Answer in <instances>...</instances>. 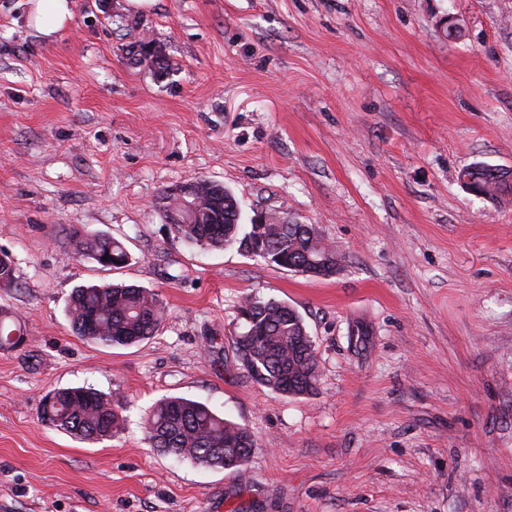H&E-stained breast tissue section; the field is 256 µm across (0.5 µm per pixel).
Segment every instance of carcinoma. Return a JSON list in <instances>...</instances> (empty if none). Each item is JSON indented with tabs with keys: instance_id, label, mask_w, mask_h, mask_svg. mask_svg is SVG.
<instances>
[{
	"instance_id": "cac0c4a2",
	"label": "carcinoma",
	"mask_w": 512,
	"mask_h": 512,
	"mask_svg": "<svg viewBox=\"0 0 512 512\" xmlns=\"http://www.w3.org/2000/svg\"><path fill=\"white\" fill-rule=\"evenodd\" d=\"M155 206L188 243L201 248L235 246L249 252L247 233L241 232V211L232 191L214 181L200 180L194 194L180 198L167 192ZM75 254L95 261L110 256L124 263L123 244L99 234L72 239ZM269 263L280 268L315 273L342 260L327 246L313 224H290L271 242ZM240 310L252 319L233 339L238 359L259 384L285 395H305L316 389L319 365L311 337H302L305 322L299 311L287 310L275 299L248 297ZM68 315L76 335L106 346H131L155 336L165 317L158 296L132 284H103L74 289ZM25 341L18 316L0 310V349L11 350ZM124 404L112 402L90 388L71 387L50 392L41 407L42 419L51 427L83 439L112 437L123 422ZM146 433L158 451L231 473H241L256 447L250 431L225 419L208 406L183 397L157 402L146 419Z\"/></svg>"
}]
</instances>
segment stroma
<instances>
[{
  "label": "stroma",
  "mask_w": 512,
  "mask_h": 512,
  "mask_svg": "<svg viewBox=\"0 0 512 512\" xmlns=\"http://www.w3.org/2000/svg\"><path fill=\"white\" fill-rule=\"evenodd\" d=\"M72 4L47 38L28 0H0V308L26 337L0 350V512H512V201L458 181L512 167V0ZM146 51L163 66L132 63ZM200 179L242 223L316 225L336 274L188 244L153 204ZM74 229L127 265L76 256ZM105 282L157 293L159 333L75 335L71 291ZM249 295L302 314L313 394L238 360ZM75 386L122 402L123 429L42 421ZM171 396L247 427L242 474L152 448L146 414Z\"/></svg>",
  "instance_id": "35a3bbf8"
}]
</instances>
